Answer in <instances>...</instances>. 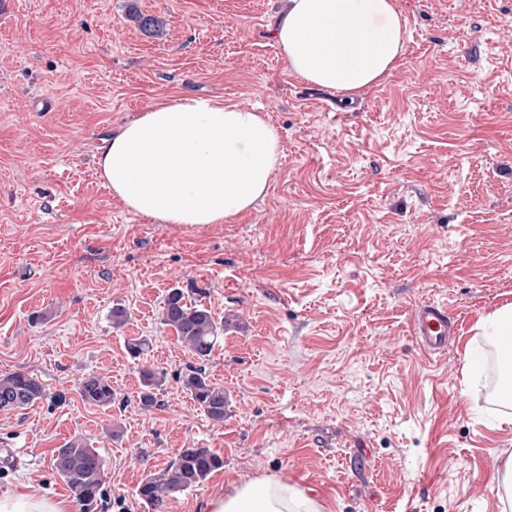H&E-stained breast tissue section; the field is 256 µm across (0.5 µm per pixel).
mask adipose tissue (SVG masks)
<instances>
[{"mask_svg":"<svg viewBox=\"0 0 512 512\" xmlns=\"http://www.w3.org/2000/svg\"><path fill=\"white\" fill-rule=\"evenodd\" d=\"M408 23L396 0H289L272 38L297 77L340 93L384 80L405 52ZM282 155L264 115L235 103L181 96L126 122L98 148L113 196L158 224L204 227L247 212ZM206 512H323L267 477L216 494Z\"/></svg>","mask_w":512,"mask_h":512,"instance_id":"ef3b65f1","label":"adipose tissue"}]
</instances>
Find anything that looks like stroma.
Listing matches in <instances>:
<instances>
[{
	"instance_id": "35a3bbf8",
	"label": "stroma",
	"mask_w": 512,
	"mask_h": 512,
	"mask_svg": "<svg viewBox=\"0 0 512 512\" xmlns=\"http://www.w3.org/2000/svg\"><path fill=\"white\" fill-rule=\"evenodd\" d=\"M397 4L403 60L341 94L295 76L271 38L287 0H0V377L47 389L0 411V492L84 512L50 466L79 440L106 464L97 512H202L282 475L324 512H503L512 426L494 423L512 403L478 324L512 304V0ZM184 94L258 109L282 140L268 193L200 230L129 211L98 175L104 138ZM172 288L203 289L224 322L207 361L160 321ZM424 300L461 322L437 358L409 332ZM198 365L230 398L223 422L178 381ZM146 368L163 379L147 409ZM91 375L110 408L82 400ZM189 446L223 468L161 510L138 499ZM81 397L89 405L107 408L112 405V383L103 377L92 375L81 382Z\"/></svg>"
}]
</instances>
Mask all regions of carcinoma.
Here are the masks:
<instances>
[{"label": "carcinoma", "mask_w": 512, "mask_h": 512, "mask_svg": "<svg viewBox=\"0 0 512 512\" xmlns=\"http://www.w3.org/2000/svg\"><path fill=\"white\" fill-rule=\"evenodd\" d=\"M132 18L138 27L149 35L162 34L164 21L154 15L132 9ZM161 322L171 328L178 342L201 361L209 358L224 330V322L217 321L212 311L193 301L181 288L168 290L161 312ZM182 389L205 415L216 423L224 422L229 410V397L224 388L214 384L201 369H193L178 377ZM161 378L150 370L141 374L143 407L155 404L154 390ZM81 397L89 405L107 408L112 406V383L92 375L81 382ZM47 398L45 386L27 372L18 371L0 379V410L25 409ZM224 460L208 448H183L175 460L147 475L140 483L137 494L146 504L156 508L168 499L194 489L220 469ZM52 470L68 485L87 509L96 505L106 481L105 463L99 452L79 442L69 443L55 450Z\"/></svg>", "instance_id": "1"}]
</instances>
